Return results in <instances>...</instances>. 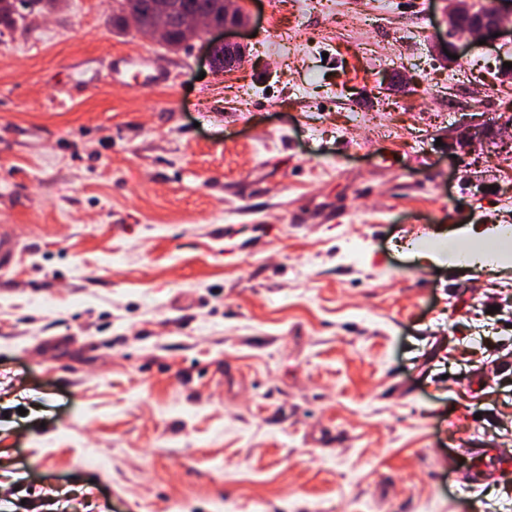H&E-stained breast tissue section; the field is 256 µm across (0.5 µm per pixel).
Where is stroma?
Segmentation results:
<instances>
[{"label": "stroma", "mask_w": 512, "mask_h": 512, "mask_svg": "<svg viewBox=\"0 0 512 512\" xmlns=\"http://www.w3.org/2000/svg\"><path fill=\"white\" fill-rule=\"evenodd\" d=\"M306 2L230 75L115 0L0 29V512H512V267L411 250L512 225V23ZM445 22L448 34L484 33L486 35L497 32L503 22V12L493 6L486 13L472 12L469 0H446Z\"/></svg>", "instance_id": "1"}]
</instances>
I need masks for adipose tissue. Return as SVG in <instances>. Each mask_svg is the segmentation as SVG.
Here are the masks:
<instances>
[{
    "mask_svg": "<svg viewBox=\"0 0 512 512\" xmlns=\"http://www.w3.org/2000/svg\"><path fill=\"white\" fill-rule=\"evenodd\" d=\"M502 230L503 227L499 224L483 230L477 229L475 225L467 224L451 234L445 251L424 249L421 250L420 255L431 262L437 263L444 260L448 262L449 266L458 268H467L476 264L480 268L493 271L512 266L511 251L505 250L478 256L470 250L471 244L476 240L498 235Z\"/></svg>",
    "mask_w": 512,
    "mask_h": 512,
    "instance_id": "obj_1",
    "label": "adipose tissue"
}]
</instances>
